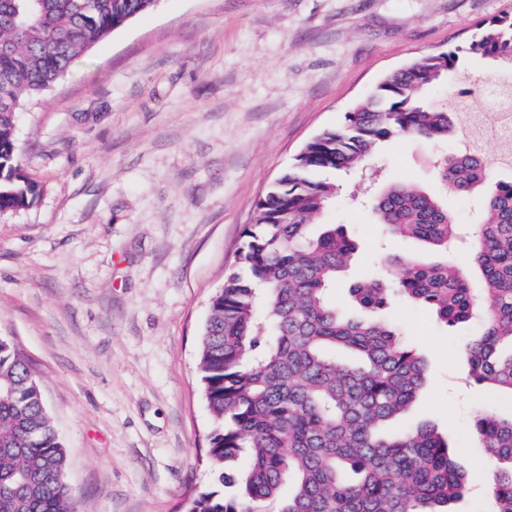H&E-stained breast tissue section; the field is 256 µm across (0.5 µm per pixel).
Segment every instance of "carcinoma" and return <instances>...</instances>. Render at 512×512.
Here are the masks:
<instances>
[{
	"mask_svg": "<svg viewBox=\"0 0 512 512\" xmlns=\"http://www.w3.org/2000/svg\"><path fill=\"white\" fill-rule=\"evenodd\" d=\"M155 0H0V211L29 206L37 186L20 173L13 138L24 104L66 76L70 65ZM468 47L433 54L387 74L374 96L314 137L256 204L243 231L238 268L210 300L199 370L214 419L208 443L215 481L237 486L193 499L190 512H453L468 494L455 448L429 423L387 431L426 385L427 365L379 318L352 319L332 302L354 244L340 226L316 233L313 220L339 185L321 171H364L375 146L406 136L459 138L462 151L436 161L459 199H480L489 218L470 237L469 287L446 258L384 260L383 273L351 292L370 312L396 297L418 301L448 326L478 320L466 348L468 377L488 394L512 398V156L489 161L483 141L466 144L471 105L435 104L430 89L479 56L512 71V20L479 25ZM384 231L443 253L457 235L448 203L407 184L372 202ZM476 432L494 463V512H512V414L481 412ZM67 456L28 359L0 337V512H75ZM294 490L279 499L282 484Z\"/></svg>",
	"mask_w": 512,
	"mask_h": 512,
	"instance_id": "obj_1",
	"label": "carcinoma"
}]
</instances>
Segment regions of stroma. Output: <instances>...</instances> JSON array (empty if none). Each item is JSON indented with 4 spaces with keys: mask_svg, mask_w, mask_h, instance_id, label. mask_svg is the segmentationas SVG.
Listing matches in <instances>:
<instances>
[{
    "mask_svg": "<svg viewBox=\"0 0 512 512\" xmlns=\"http://www.w3.org/2000/svg\"><path fill=\"white\" fill-rule=\"evenodd\" d=\"M494 17H512V0H157L18 112V164L39 193L0 211V337L44 393L77 512H187L212 488L201 334L257 201L386 73L467 45ZM494 78L471 58L430 96L464 93L477 109ZM450 150L400 137L371 161L434 191ZM336 181L316 221L357 246L336 286L352 313L350 285L386 254L436 255L384 241L370 188ZM387 318L429 369L406 424L455 444L472 482L456 512H492L474 415L512 413V401L468 380L478 328L446 327L407 300Z\"/></svg>",
    "mask_w": 512,
    "mask_h": 512,
    "instance_id": "stroma-1",
    "label": "stroma"
}]
</instances>
